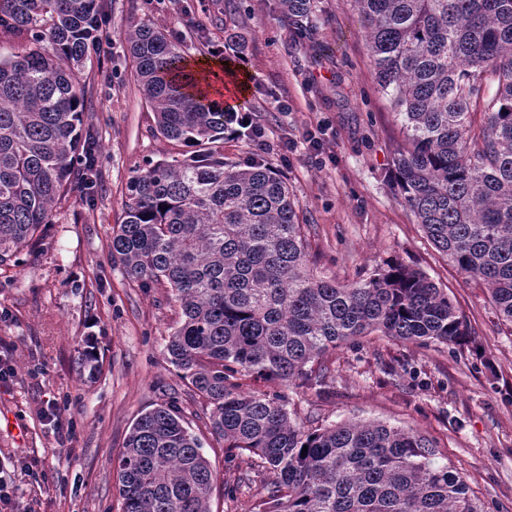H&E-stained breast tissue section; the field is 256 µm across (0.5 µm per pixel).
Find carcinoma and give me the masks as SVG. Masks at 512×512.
Masks as SVG:
<instances>
[{
    "label": "carcinoma",
    "mask_w": 512,
    "mask_h": 512,
    "mask_svg": "<svg viewBox=\"0 0 512 512\" xmlns=\"http://www.w3.org/2000/svg\"><path fill=\"white\" fill-rule=\"evenodd\" d=\"M101 2L0 0V266L20 264L60 198L97 174L80 75L100 49ZM312 2L277 6L302 29ZM352 2L405 133L392 157L398 191L512 325V0ZM126 41L156 133L186 151L132 169L112 259L139 287L171 290L181 321L166 358L208 403L227 457L248 451L275 474L260 484L259 512H486L418 431L362 420L308 428L291 421L288 394L248 388L321 393L323 356L373 334L453 349L472 333L419 269L392 260L351 282L317 272L288 177L224 158L233 110L209 97L210 75L184 41L151 23ZM118 483L122 512H210V463L173 405L135 421Z\"/></svg>",
    "instance_id": "1"
}]
</instances>
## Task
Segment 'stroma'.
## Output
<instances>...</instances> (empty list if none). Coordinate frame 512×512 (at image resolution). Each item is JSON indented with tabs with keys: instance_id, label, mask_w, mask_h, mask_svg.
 Masks as SVG:
<instances>
[{
	"instance_id": "stroma-1",
	"label": "stroma",
	"mask_w": 512,
	"mask_h": 512,
	"mask_svg": "<svg viewBox=\"0 0 512 512\" xmlns=\"http://www.w3.org/2000/svg\"><path fill=\"white\" fill-rule=\"evenodd\" d=\"M275 3L222 0L252 73L249 108L264 130L255 140L225 139V157L262 158L286 173L318 272L343 281L389 259L418 267L448 291L476 339L452 352L385 336L342 346L328 356L325 394L297 391L290 413L417 429L488 512H512V327L433 247L393 189L390 161L403 134L375 83L357 10L348 0H314L315 17L299 31ZM216 8L213 0H104L109 40L84 74L101 181L92 197L62 199L22 265L0 267V489L15 512H122L117 456L137 418L161 403L176 405L201 440L214 476L211 512H255L254 488L237 485L250 454L225 461L209 407L164 357L180 320L170 289L139 287L111 257L131 169L180 150L153 133L123 33L149 20L182 36L196 57L205 44L224 43ZM87 347L97 371L81 362ZM51 402L60 423L45 415Z\"/></svg>"
}]
</instances>
